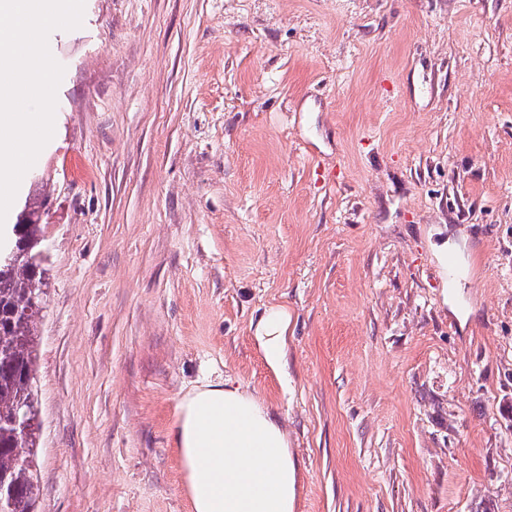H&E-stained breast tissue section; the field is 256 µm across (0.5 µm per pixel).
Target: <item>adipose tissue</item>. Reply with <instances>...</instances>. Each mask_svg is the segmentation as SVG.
Returning a JSON list of instances; mask_svg holds the SVG:
<instances>
[{
	"mask_svg": "<svg viewBox=\"0 0 512 512\" xmlns=\"http://www.w3.org/2000/svg\"><path fill=\"white\" fill-rule=\"evenodd\" d=\"M268 365L280 369L288 313L269 311L256 325ZM171 439L194 512H296L300 470L268 407L224 379L189 390L178 403Z\"/></svg>",
	"mask_w": 512,
	"mask_h": 512,
	"instance_id": "adipose-tissue-1",
	"label": "adipose tissue"
}]
</instances>
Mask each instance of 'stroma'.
Wrapping results in <instances>:
<instances>
[{"instance_id": "35a3bbf8", "label": "stroma", "mask_w": 512, "mask_h": 512, "mask_svg": "<svg viewBox=\"0 0 512 512\" xmlns=\"http://www.w3.org/2000/svg\"><path fill=\"white\" fill-rule=\"evenodd\" d=\"M49 44L40 512H192L219 377L298 512H512V0H85ZM256 341L268 365L280 369L285 361L288 343V312L270 310L256 325Z\"/></svg>"}]
</instances>
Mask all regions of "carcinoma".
Wrapping results in <instances>:
<instances>
[{"instance_id": "cac0c4a2", "label": "carcinoma", "mask_w": 512, "mask_h": 512, "mask_svg": "<svg viewBox=\"0 0 512 512\" xmlns=\"http://www.w3.org/2000/svg\"><path fill=\"white\" fill-rule=\"evenodd\" d=\"M0 247V512H37V413L34 375L37 320L42 310L44 262L12 265L14 249L36 254L41 225L16 221L4 228ZM29 414L26 437L14 421Z\"/></svg>"}]
</instances>
